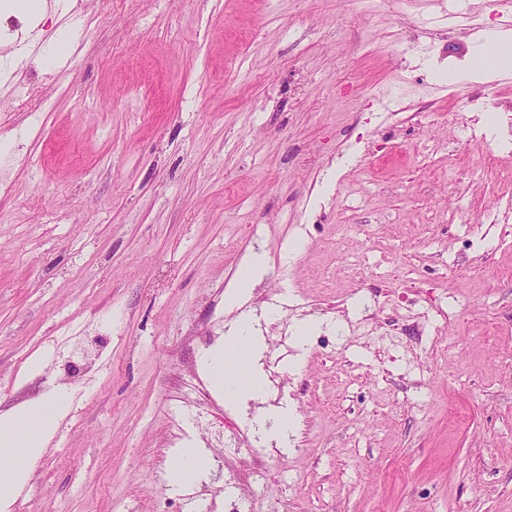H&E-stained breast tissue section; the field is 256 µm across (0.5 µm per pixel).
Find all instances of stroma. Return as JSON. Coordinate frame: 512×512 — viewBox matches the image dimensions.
<instances>
[{
	"instance_id": "obj_1",
	"label": "stroma",
	"mask_w": 512,
	"mask_h": 512,
	"mask_svg": "<svg viewBox=\"0 0 512 512\" xmlns=\"http://www.w3.org/2000/svg\"><path fill=\"white\" fill-rule=\"evenodd\" d=\"M44 2L0 28V414L76 408L13 512H512V153L470 135L512 68L469 76L512 0ZM244 313L286 454L201 367ZM265 274L264 260L260 256L254 257L252 262L245 266L239 274L237 288L227 295V301L232 306L242 305L249 297V286ZM177 456L179 457L181 464L175 467L170 475L171 481L176 486H182L185 482L190 480L196 474H198L202 469L190 468V472L187 476H185L184 471L186 464L201 455V452L198 448H195L190 443H186L181 448L177 449Z\"/></svg>"
}]
</instances>
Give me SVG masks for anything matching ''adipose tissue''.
Segmentation results:
<instances>
[{
  "mask_svg": "<svg viewBox=\"0 0 512 512\" xmlns=\"http://www.w3.org/2000/svg\"><path fill=\"white\" fill-rule=\"evenodd\" d=\"M261 350L250 320L242 318L229 329L223 347L204 355L202 366L225 399L246 396L260 400L267 387L256 366ZM73 409L72 393L59 389L46 400L21 405L0 416V512H12L28 484L33 464Z\"/></svg>",
  "mask_w": 512,
  "mask_h": 512,
  "instance_id": "1",
  "label": "adipose tissue"
}]
</instances>
